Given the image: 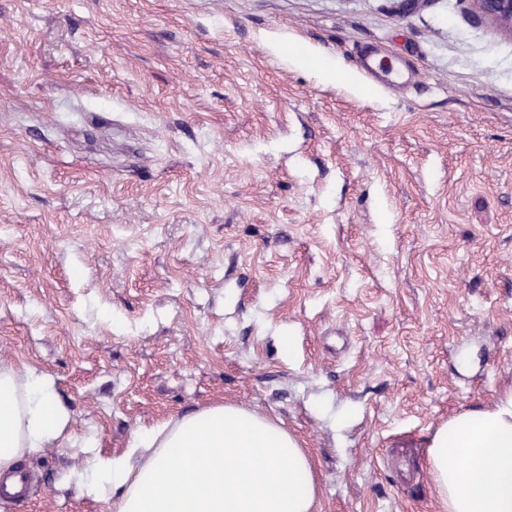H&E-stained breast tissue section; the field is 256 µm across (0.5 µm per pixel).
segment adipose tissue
<instances>
[{"instance_id":"adipose-tissue-1","label":"adipose tissue","mask_w":512,"mask_h":512,"mask_svg":"<svg viewBox=\"0 0 512 512\" xmlns=\"http://www.w3.org/2000/svg\"><path fill=\"white\" fill-rule=\"evenodd\" d=\"M53 378L0 365V475L54 447L69 423ZM444 512H512V395L452 418L426 450ZM83 495L118 512H317L320 485L305 448L271 418L233 404L177 415L117 455L74 471Z\"/></svg>"}]
</instances>
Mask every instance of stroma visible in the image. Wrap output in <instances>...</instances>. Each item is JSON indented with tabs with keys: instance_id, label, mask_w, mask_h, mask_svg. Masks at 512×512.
<instances>
[{
	"instance_id": "1",
	"label": "stroma",
	"mask_w": 512,
	"mask_h": 512,
	"mask_svg": "<svg viewBox=\"0 0 512 512\" xmlns=\"http://www.w3.org/2000/svg\"><path fill=\"white\" fill-rule=\"evenodd\" d=\"M1 362L70 423L0 512H117L69 474L217 403L298 438L318 512H442L430 437L512 391V35L472 0H0ZM289 60L299 66H312L317 74L325 80H333L338 75L337 64L329 58L315 59L307 53L300 50H289Z\"/></svg>"
}]
</instances>
